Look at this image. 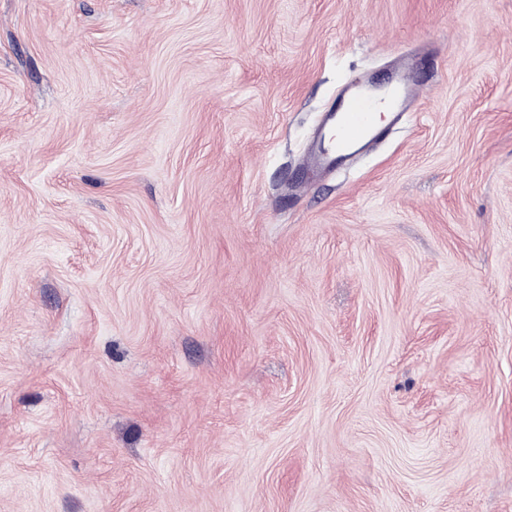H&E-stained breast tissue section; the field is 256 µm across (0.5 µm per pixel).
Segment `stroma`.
Instances as JSON below:
<instances>
[{
	"label": "stroma",
	"instance_id": "stroma-1",
	"mask_svg": "<svg viewBox=\"0 0 512 512\" xmlns=\"http://www.w3.org/2000/svg\"><path fill=\"white\" fill-rule=\"evenodd\" d=\"M0 512H512V0H0ZM359 86L353 82L339 110L329 112L326 128L334 126L336 136L326 139L324 133L319 146L306 156V166L333 170L355 156L381 131L378 108H387L389 116L398 112L405 99L415 97L418 87L401 77H393L371 92L358 91Z\"/></svg>",
	"mask_w": 512,
	"mask_h": 512
}]
</instances>
